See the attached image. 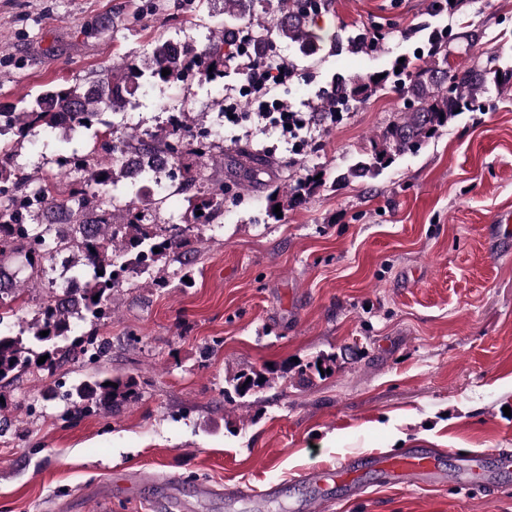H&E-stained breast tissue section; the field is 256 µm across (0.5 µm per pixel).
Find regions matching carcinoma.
<instances>
[{
	"instance_id": "carcinoma-1",
	"label": "carcinoma",
	"mask_w": 512,
	"mask_h": 512,
	"mask_svg": "<svg viewBox=\"0 0 512 512\" xmlns=\"http://www.w3.org/2000/svg\"><path fill=\"white\" fill-rule=\"evenodd\" d=\"M331 0H224V27L216 40L201 50L177 49L176 42L157 38L150 53L129 58L119 67L104 65L99 77L89 85L58 84L39 93L19 111L11 113L14 135L23 139L34 127L48 131L89 129L102 123V111L125 110L143 83L182 81L191 69L199 80L224 76L227 62L240 57L235 40L249 45L248 57H268L273 43H288L295 52L310 57L321 50L322 38L316 32V20L326 12ZM465 0H431L434 15L460 12ZM274 14L266 23L261 14ZM385 35L378 32L350 36L346 49L354 54L381 51ZM454 41L452 30L435 29L413 59L394 61L392 68L368 75H352L332 81L334 89L318 95L315 112H348L364 101L383 95L394 83L407 85V107L399 120L381 135L380 145L371 154L358 159L337 182L377 175L406 152H416L439 129L462 112L480 106L487 94L492 73H501L500 86L512 81V68L503 71L481 66L454 68L448 62V44ZM170 74L162 75V70ZM94 147L80 156L60 163L83 174V186L64 201L58 200L53 183L45 180L31 186V179L11 167L12 144H0V388L11 385L35 366L53 374L55 356L73 354L98 362L111 349V341L91 332L75 335V322L98 324L112 315V289L133 280V275H148L152 283L165 287L169 279L164 271L171 265H186L185 247L191 235L203 238L213 220L224 213L229 187L224 180L205 174L215 161L213 144L193 127L172 125L155 132H119L111 125L96 134ZM157 152L171 156L173 165L185 176L178 192L195 201L193 222L171 224L162 232L147 223V210L159 204L144 188L127 201L120 224L112 221L111 191L121 180L135 186L128 154H139V164L147 167L146 177L155 179L163 170L153 167ZM275 164L268 155H260L248 145L235 148L234 165L243 178L252 180L262 168ZM323 181L305 175L273 190V203L281 207L300 203L313 196ZM68 246L65 271L76 279H85L74 298H65L64 286L46 293L41 311L32 322L24 321L11 301L26 288H40L46 276L45 262L54 252ZM159 252H154V249ZM103 274H98V271ZM48 335L42 336L40 332ZM46 357L42 364L40 357ZM234 393L242 398L271 384L263 372L242 371L231 379ZM118 387H113V384ZM77 411L98 412L109 416L114 410L137 399L131 379L100 376L77 380L63 394Z\"/></svg>"
}]
</instances>
